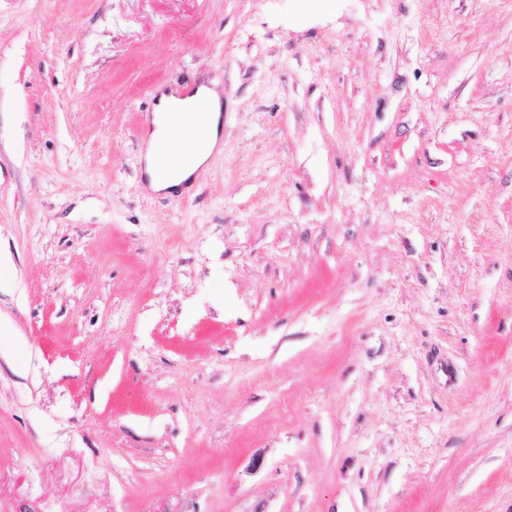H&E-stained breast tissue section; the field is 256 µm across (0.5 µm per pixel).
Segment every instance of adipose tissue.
<instances>
[{"instance_id":"ef3b65f1","label":"adipose tissue","mask_w":512,"mask_h":512,"mask_svg":"<svg viewBox=\"0 0 512 512\" xmlns=\"http://www.w3.org/2000/svg\"><path fill=\"white\" fill-rule=\"evenodd\" d=\"M205 99L209 104L206 123L209 133L206 139L193 149L191 165L170 173L163 170V149L168 141V117L173 112H190L194 109L196 99ZM223 110L220 93L210 83H200L193 95L178 98L172 95H160L155 106L150 124L151 130L146 137L145 172L148 176V186L156 193H172L202 168L219 148L220 123Z\"/></svg>"}]
</instances>
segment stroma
I'll return each instance as SVG.
<instances>
[{
  "label": "stroma",
  "instance_id": "stroma-1",
  "mask_svg": "<svg viewBox=\"0 0 512 512\" xmlns=\"http://www.w3.org/2000/svg\"><path fill=\"white\" fill-rule=\"evenodd\" d=\"M0 251V512H512V0H0ZM198 98H204L206 101L198 100L195 112H193L194 103ZM222 111L221 95L212 83H200L194 94L184 98L168 94L160 95L150 121L151 130L146 137L145 172L148 176V187L153 192L171 194L178 191L184 182L193 178L200 169L206 167L214 152L220 149V114ZM172 112H192L186 120L176 121L172 124L173 139L188 144L196 139H203L208 130L209 133L206 139L196 147L194 145L187 146L188 150L193 151L192 164L174 173H169L161 168L164 163L161 152L167 145V122L169 114ZM205 115L207 125L204 120Z\"/></svg>",
  "mask_w": 512,
  "mask_h": 512
}]
</instances>
